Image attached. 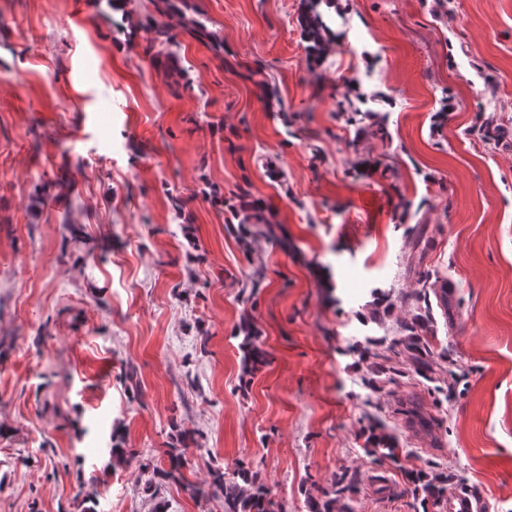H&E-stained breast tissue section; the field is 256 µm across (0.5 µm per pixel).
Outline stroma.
<instances>
[{
  "label": "stroma",
  "mask_w": 512,
  "mask_h": 512,
  "mask_svg": "<svg viewBox=\"0 0 512 512\" xmlns=\"http://www.w3.org/2000/svg\"><path fill=\"white\" fill-rule=\"evenodd\" d=\"M133 8L0 0V512H224L191 488L238 462L282 512L344 471L336 512H448L407 478L430 463L512 512V0H345L315 61L306 0H187L170 66ZM245 182L275 234L244 244ZM424 286L433 375L370 391L361 348L416 311L383 293ZM177 425L203 448L162 485ZM242 346L245 348L244 369L253 372L265 364V352L256 343V336L249 327L245 329Z\"/></svg>",
  "instance_id": "1"
}]
</instances>
